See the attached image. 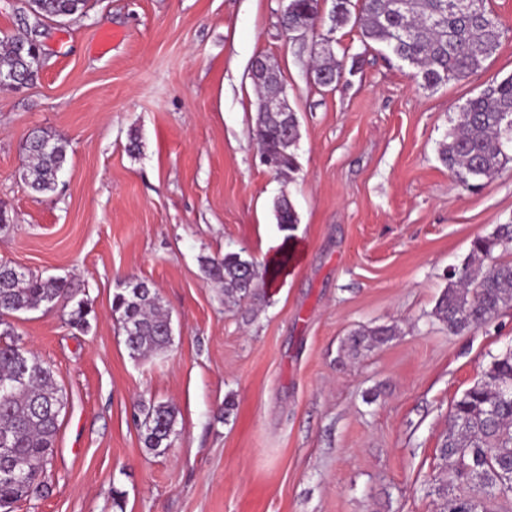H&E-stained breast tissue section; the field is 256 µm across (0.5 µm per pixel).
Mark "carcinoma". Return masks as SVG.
<instances>
[{
	"label": "carcinoma",
	"mask_w": 512,
	"mask_h": 512,
	"mask_svg": "<svg viewBox=\"0 0 512 512\" xmlns=\"http://www.w3.org/2000/svg\"><path fill=\"white\" fill-rule=\"evenodd\" d=\"M312 0H293L288 23L318 26L311 14ZM89 0H28L27 34L36 32L38 19L55 21L83 15ZM361 29L364 49L385 45L413 68L412 77L424 89L460 80L482 69L499 46L500 23L489 0H334L331 35L348 21ZM26 39H11L0 50V75L18 72L20 79L5 86L25 87L38 71L21 66L17 46ZM313 81L323 86L331 77L341 82L340 61L312 60ZM255 140L277 158L275 173L289 175L298 168V138L293 123L283 124L268 112L256 115ZM31 159L29 186L38 193L56 189L67 163L68 143L55 133L36 130L26 140ZM439 159L459 185L474 188L490 181L512 161V75L487 85L459 106L453 127L440 144ZM278 224L298 223L293 204L281 197L274 204ZM512 250V224H501L489 236L474 239L468 261L448 275V288L438 298L431 316L448 331L459 333L486 325L503 309L512 307V261L495 256ZM253 261L239 253L202 259L204 272L224 284L228 302L256 300L261 295L258 276L249 274ZM73 302L67 324L90 329L89 301L74 300L67 282L43 280L36 275L0 264V435L10 438V449L0 452V508L21 500H39L49 491L46 475L59 417L66 406L53 370L15 338L7 319L42 306L52 309L59 300ZM112 312L125 335L133 358L166 349L168 313L158 293L145 282L128 283L113 295ZM392 326H361L344 340L345 353L356 358L391 341ZM140 435L144 447L158 454L176 435V410L169 403L142 408ZM451 425L439 457L452 480L470 487L454 493L448 480L438 478L424 487L435 512H490L489 503L512 500V347L492 357L482 378L464 391L451 410Z\"/></svg>",
	"instance_id": "cac0c4a2"
}]
</instances>
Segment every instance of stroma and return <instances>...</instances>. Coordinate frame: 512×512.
<instances>
[{
	"mask_svg": "<svg viewBox=\"0 0 512 512\" xmlns=\"http://www.w3.org/2000/svg\"><path fill=\"white\" fill-rule=\"evenodd\" d=\"M282 7L91 0L47 22L33 84L0 87V262L67 281L94 310L86 333L60 304L12 322L67 398L49 494L13 512H113L116 489L124 512H435L423 486L443 471L451 407L512 345V308L461 335L431 315L472 241L512 223V162L466 189L438 159L459 106L512 75V0H490L502 37L483 69L435 90L350 24L333 51L353 76L315 86ZM258 57L299 117L289 179L251 138ZM36 129L68 142L46 195L26 182ZM282 195L298 213L287 230ZM295 241L303 257L249 312L200 262L236 252L262 268ZM131 278L157 290L174 330L141 359L112 314ZM362 325L397 333L344 357ZM149 402L177 410L162 454L134 419Z\"/></svg>",
	"mask_w": 512,
	"mask_h": 512,
	"instance_id": "35a3bbf8",
	"label": "stroma"
}]
</instances>
